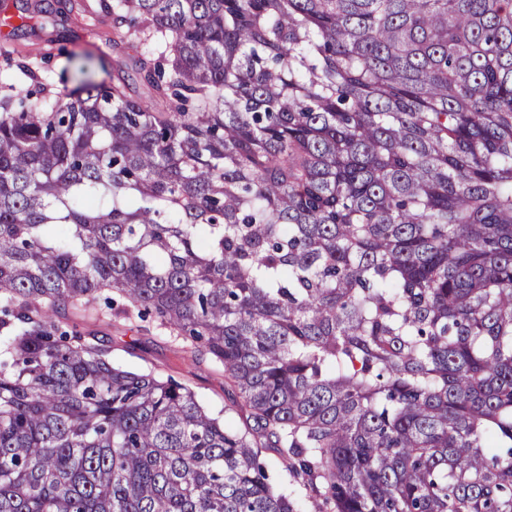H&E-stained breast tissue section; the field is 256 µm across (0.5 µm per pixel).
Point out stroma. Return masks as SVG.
Listing matches in <instances>:
<instances>
[{
	"label": "stroma",
	"mask_w": 512,
	"mask_h": 512,
	"mask_svg": "<svg viewBox=\"0 0 512 512\" xmlns=\"http://www.w3.org/2000/svg\"><path fill=\"white\" fill-rule=\"evenodd\" d=\"M85 5L86 0H67L69 19L37 16L28 20L23 35L1 34L0 74H10L8 59L24 56L56 92L77 86L84 71L96 82L111 83V66L98 63L104 49L100 36L89 34L80 22ZM66 322L77 335L110 347L114 365L189 386L210 414L224 417L232 426H241L246 419V411L228 409L238 394L226 385L222 367L210 355L193 358L184 353L182 341L170 329L157 319L140 320L137 307L126 299H117L111 309L93 317L68 313Z\"/></svg>",
	"instance_id": "1"
}]
</instances>
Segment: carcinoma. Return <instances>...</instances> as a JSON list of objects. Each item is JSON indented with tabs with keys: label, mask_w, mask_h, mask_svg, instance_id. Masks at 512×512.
<instances>
[{
	"label": "carcinoma",
	"mask_w": 512,
	"mask_h": 512,
	"mask_svg": "<svg viewBox=\"0 0 512 512\" xmlns=\"http://www.w3.org/2000/svg\"><path fill=\"white\" fill-rule=\"evenodd\" d=\"M85 11L149 93L0 97V512H512V0ZM101 293L243 427L68 341Z\"/></svg>",
	"instance_id": "cac0c4a2"
}]
</instances>
